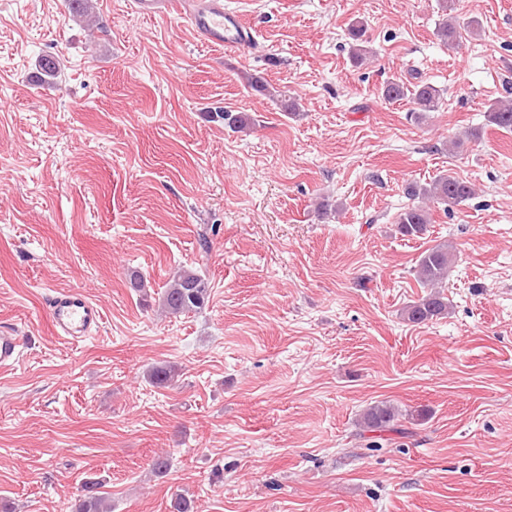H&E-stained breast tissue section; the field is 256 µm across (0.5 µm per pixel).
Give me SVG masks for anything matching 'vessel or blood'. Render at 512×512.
<instances>
[{
  "instance_id": "vessel-or-blood-1",
  "label": "vessel or blood",
  "mask_w": 512,
  "mask_h": 512,
  "mask_svg": "<svg viewBox=\"0 0 512 512\" xmlns=\"http://www.w3.org/2000/svg\"><path fill=\"white\" fill-rule=\"evenodd\" d=\"M187 18L192 31L216 46H251L253 34L244 28L237 14L224 8V0H191ZM47 310L54 333L79 343L100 327L102 313L80 290L57 291L49 296ZM22 357L21 338L11 327H0V369L10 368Z\"/></svg>"
}]
</instances>
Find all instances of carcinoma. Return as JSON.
<instances>
[{"label":"carcinoma","mask_w":512,"mask_h":512,"mask_svg":"<svg viewBox=\"0 0 512 512\" xmlns=\"http://www.w3.org/2000/svg\"><path fill=\"white\" fill-rule=\"evenodd\" d=\"M454 17H444L438 25L437 36L444 44L452 46L458 42L459 32ZM366 29L355 25L350 30L352 57L362 62L369 53L365 38ZM247 85L256 92L280 100L285 111L294 113L296 107L288 103V99L270 91L264 81L255 76H246ZM443 92L430 83L413 84L404 81L387 83L381 96L391 102L408 100L415 105L414 111L418 118L424 119L427 113L436 112L441 105ZM228 127L244 131L252 127L254 120L246 113H233L222 110L211 114ZM488 121L502 129H512V103L498 100L487 110ZM407 195L413 203L405 208L397 217V228L405 237H420L427 231L428 204L437 203L445 207L458 206L474 196L472 184L459 177L441 175L427 185L411 183L406 188ZM452 261V246L444 241L424 250L415 266L417 279L430 288V292L418 301L405 306L401 315L411 323L421 324L448 314V298L444 296L441 287L448 276ZM208 291V280L196 270L182 269L177 271L166 284L162 292L161 309L172 316L188 315L200 309L205 302ZM179 376L178 369L170 364H157L149 370L148 378L160 385H173ZM409 418L387 401L376 402L368 406L361 417L365 431L372 433L367 448H380L384 437L389 434L404 436L408 434L400 421ZM84 494L79 499L76 512H109L110 505L100 491L97 481L88 480L83 485Z\"/></svg>","instance_id":"obj_1"}]
</instances>
